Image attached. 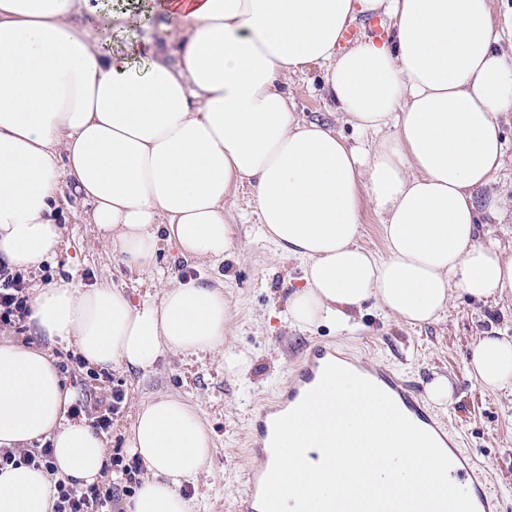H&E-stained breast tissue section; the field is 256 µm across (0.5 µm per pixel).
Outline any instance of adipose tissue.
Listing matches in <instances>:
<instances>
[{
    "label": "adipose tissue",
    "mask_w": 512,
    "mask_h": 512,
    "mask_svg": "<svg viewBox=\"0 0 512 512\" xmlns=\"http://www.w3.org/2000/svg\"><path fill=\"white\" fill-rule=\"evenodd\" d=\"M387 15L392 37L340 51L343 29ZM162 44L131 41L141 17L112 0H0V261L21 272L56 253L63 186L92 206L99 238L132 271L162 244L223 261L235 229L224 199L249 186L264 238L302 263L291 326L350 328L367 301L411 326L438 322L456 293L512 301V246L487 242L485 217L512 201L491 189L503 167L499 116L512 112V55L490 0H150ZM325 68L338 123L374 134L354 145L291 108L304 65ZM378 216L384 255L362 247L360 206ZM227 303L204 279L172 278L159 300L119 286H36V343L0 339V446L51 441L55 475L0 473V512H50L54 478L88 487L106 464L102 435L64 419L72 392L50 344L102 369L153 371L169 355L222 352ZM469 376L512 394V336L484 334ZM146 474L133 512H191L182 488L205 472L199 412L160 395L127 441Z\"/></svg>",
    "instance_id": "adipose-tissue-1"
}]
</instances>
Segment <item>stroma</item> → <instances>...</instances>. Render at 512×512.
Returning <instances> with one entry per match:
<instances>
[{
	"mask_svg": "<svg viewBox=\"0 0 512 512\" xmlns=\"http://www.w3.org/2000/svg\"><path fill=\"white\" fill-rule=\"evenodd\" d=\"M323 82V67L311 63L293 77L289 92L296 112L330 124L333 106ZM224 208L239 241L231 257L199 266L184 261L174 246L165 245L157 255V266L168 277L203 276L223 283L228 304L226 343L249 353L251 367L244 376H231L221 355L213 353L169 356L147 375L112 371L111 382L121 384L125 400L106 433L108 452L131 458L126 431L142 401L157 394L182 399L199 411L212 441L204 476L198 484L185 485L184 494L192 500L193 512H213L217 507L236 512L245 492L243 476L253 457L245 422L248 409L268 402L287 383L309 346L323 342L355 360L391 368L421 387L433 375L447 376L456 402L443 417L461 447L494 480L500 512H512V395L489 392L466 372L478 336L493 330L512 332V303L506 305L504 315L491 319L481 303L458 296L440 322L412 327L370 302L354 329L321 324L301 331L285 320L288 296L301 283V264L278 259L274 246L262 237L249 187L237 189ZM90 209L81 197L66 193L60 207L64 240L46 265L50 280L64 278L84 287L122 285L136 302L161 296V282L139 281L102 243L94 225L86 221Z\"/></svg>",
	"mask_w": 512,
	"mask_h": 512,
	"instance_id": "obj_1",
	"label": "stroma"
}]
</instances>
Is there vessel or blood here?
I'll use <instances>...</instances> for the list:
<instances>
[{
    "label": "vessel or blood",
    "instance_id": "1",
    "mask_svg": "<svg viewBox=\"0 0 512 512\" xmlns=\"http://www.w3.org/2000/svg\"><path fill=\"white\" fill-rule=\"evenodd\" d=\"M389 30L375 18L369 19L363 26L344 30L339 40L341 48H348L352 43L372 39L377 42L387 40ZM343 357L333 347L318 343L309 348L301 365L295 368L290 383L278 395L274 411L251 413L247 416V426L251 440L262 457H270L271 439L273 435L274 412H281L294 408L320 380L322 370L327 363L342 362ZM372 376L381 384L390 395L404 409L411 421L429 432L435 439L444 445L445 452L452 460L449 472L451 479L469 483L470 496L476 506L477 512H490L499 501L496 487L488 480L477 476V468L471 457L456 445L448 436L446 424L434 419L428 407L420 398L415 384L408 382L395 372L377 369ZM265 471L249 470L244 478L245 494L240 500L237 512H260V494Z\"/></svg>",
    "mask_w": 512,
    "mask_h": 512
}]
</instances>
